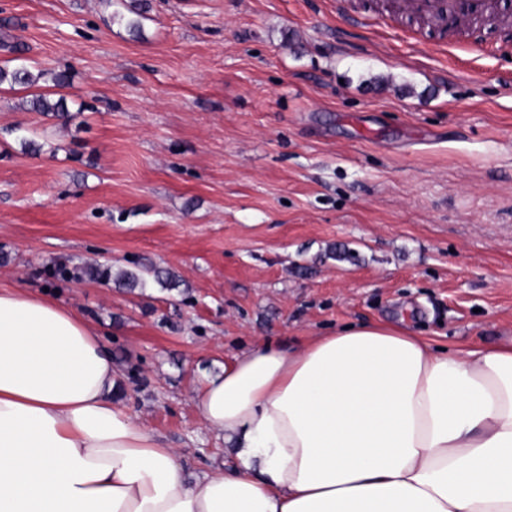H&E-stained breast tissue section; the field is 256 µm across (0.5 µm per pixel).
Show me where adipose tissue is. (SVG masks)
<instances>
[{"mask_svg": "<svg viewBox=\"0 0 512 512\" xmlns=\"http://www.w3.org/2000/svg\"><path fill=\"white\" fill-rule=\"evenodd\" d=\"M69 307L0 290V512H512V344L404 321L233 355L194 396L235 465L194 479Z\"/></svg>", "mask_w": 512, "mask_h": 512, "instance_id": "adipose-tissue-1", "label": "adipose tissue"}]
</instances>
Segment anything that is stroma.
Here are the masks:
<instances>
[{
	"label": "stroma",
	"instance_id": "obj_1",
	"mask_svg": "<svg viewBox=\"0 0 512 512\" xmlns=\"http://www.w3.org/2000/svg\"><path fill=\"white\" fill-rule=\"evenodd\" d=\"M120 8L0 0V67L42 75L0 85V288L93 325L186 478L231 455L196 391L254 344L406 309L439 345L512 340V33L473 53L336 0H148L135 35ZM60 71L66 121L27 106Z\"/></svg>",
	"mask_w": 512,
	"mask_h": 512
}]
</instances>
